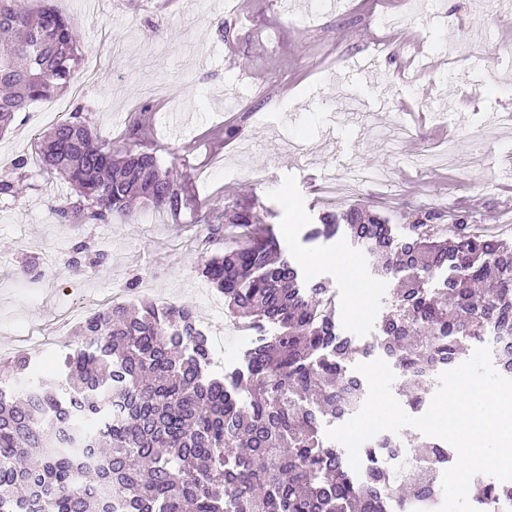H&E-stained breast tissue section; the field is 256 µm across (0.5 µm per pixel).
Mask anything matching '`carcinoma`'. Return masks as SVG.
Returning a JSON list of instances; mask_svg holds the SVG:
<instances>
[{"label":"carcinoma","instance_id":"obj_1","mask_svg":"<svg viewBox=\"0 0 512 512\" xmlns=\"http://www.w3.org/2000/svg\"><path fill=\"white\" fill-rule=\"evenodd\" d=\"M79 42L48 0L28 9L0 0V133L70 84ZM36 153L45 174L74 190L55 209L65 223L131 217L136 201L173 212L190 201L154 153L112 149L79 106L38 140ZM26 166L19 157L0 173V197L14 196ZM224 223L246 242L201 258V272L242 329H274L245 351L246 370L206 372L208 341L182 304H114L92 314L68 344L64 376L36 373L22 389L0 390V512H22L34 485L44 489L43 512H107L114 491L124 512H435L442 504L441 473L454 458L446 444L423 440L419 472L394 473L374 459L358 479L326 443L323 418L339 415V392L351 387L345 362L366 349L339 332L330 284L303 285L271 227L237 209L224 210ZM340 232L398 281L378 342L399 369L438 374L488 326L512 336V243L474 231L470 215L428 209L399 236L386 220L351 208L323 216L309 236ZM440 268L450 271L442 286L426 287ZM28 370L23 355L1 362L0 384ZM115 389L124 412L114 419L104 404ZM63 395L100 423L93 435L71 426ZM84 448L106 467L78 465ZM503 502L512 490L475 480V507Z\"/></svg>","mask_w":512,"mask_h":512}]
</instances>
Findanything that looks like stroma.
Wrapping results in <instances>:
<instances>
[{"mask_svg":"<svg viewBox=\"0 0 512 512\" xmlns=\"http://www.w3.org/2000/svg\"><path fill=\"white\" fill-rule=\"evenodd\" d=\"M224 3L55 0L80 35L82 61L66 92L32 103L0 134V166L27 160L16 196L0 198V361L20 350L43 361L24 334L55 325L72 340L80 321L65 306L79 300L92 314L116 291L128 304L174 300L214 317L216 290L198 260L234 244L228 209L257 213L306 280L331 284L343 334L363 345L376 339L393 285L344 235L307 238L323 214L359 208L408 224L433 208L482 227L512 223V124L483 134L489 113L512 108V14L498 0H428L415 14L408 0H344L333 14L320 0H243L238 15ZM413 32L430 69L394 54L384 84L337 80V63ZM476 60L479 83L469 76ZM78 106L113 148L154 152L187 184L190 204L137 209L131 224L59 222L55 210L73 193L42 175L34 138ZM432 142L450 144L452 159L432 170L413 164L408 148ZM352 158L384 182L328 199L324 174L343 175ZM80 241L88 256L70 265ZM340 258L358 281L340 275ZM24 265L30 273L18 277Z\"/></svg>","mask_w":512,"mask_h":512,"instance_id":"35a3bbf8","label":"stroma"}]
</instances>
